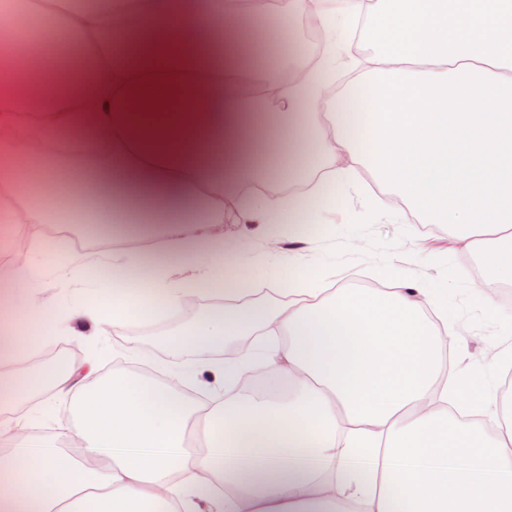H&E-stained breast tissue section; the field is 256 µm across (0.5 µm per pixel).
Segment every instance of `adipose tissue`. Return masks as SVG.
I'll list each match as a JSON object with an SVG mask.
<instances>
[{"label":"adipose tissue","instance_id":"obj_1","mask_svg":"<svg viewBox=\"0 0 512 512\" xmlns=\"http://www.w3.org/2000/svg\"><path fill=\"white\" fill-rule=\"evenodd\" d=\"M311 0H24L30 32L0 12V192L25 180L67 191L71 177L35 151L38 139L80 136L88 197L127 248L90 254L63 274L111 264L112 311L95 326L125 334L131 316L179 311L188 293L252 277L220 231L225 210L277 230L318 218L370 173L421 223L457 228L512 280V0H345L317 19L322 50L305 82L248 69L246 21L305 17ZM370 21L381 43L336 87L338 35ZM137 51H116V30ZM175 87L157 112L132 88L146 76ZM288 178V198L238 188ZM299 265L267 271L285 304L214 306L171 336L209 352L250 334L233 364L200 363L177 385L144 373L32 369L33 339L65 334L41 322L40 248L0 262V407L13 411L0 450V512H512V428L489 435L463 414L495 417L498 396L446 368L447 337L424 319L426 288H321ZM40 322L39 336L28 326ZM269 366L261 392L218 390L242 369ZM200 387L193 401L183 386ZM54 387L70 406L68 447L45 451L40 412L25 403Z\"/></svg>","mask_w":512,"mask_h":512}]
</instances>
